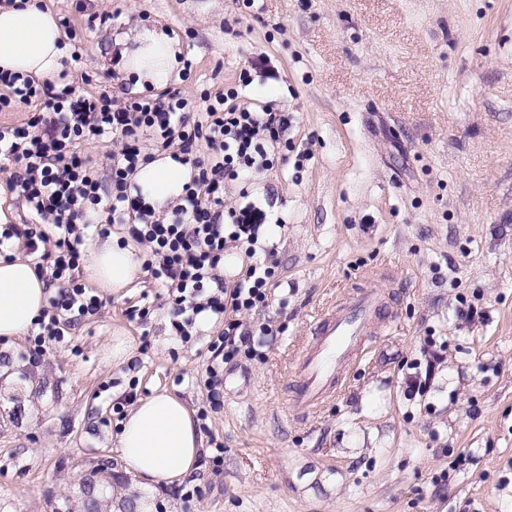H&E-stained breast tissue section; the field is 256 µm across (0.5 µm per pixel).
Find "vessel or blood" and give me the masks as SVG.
<instances>
[{
	"instance_id": "1",
	"label": "vessel or blood",
	"mask_w": 512,
	"mask_h": 512,
	"mask_svg": "<svg viewBox=\"0 0 512 512\" xmlns=\"http://www.w3.org/2000/svg\"><path fill=\"white\" fill-rule=\"evenodd\" d=\"M376 308L367 291L356 295L341 309L321 313L313 323V343L298 366L294 403L310 415L335 397L337 390L362 355L363 336Z\"/></svg>"
}]
</instances>
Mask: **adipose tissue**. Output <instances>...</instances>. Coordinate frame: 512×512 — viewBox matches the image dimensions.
Returning <instances> with one entry per match:
<instances>
[{
	"label": "adipose tissue",
	"instance_id": "1",
	"mask_svg": "<svg viewBox=\"0 0 512 512\" xmlns=\"http://www.w3.org/2000/svg\"><path fill=\"white\" fill-rule=\"evenodd\" d=\"M124 68L138 84L158 85L177 68L178 44L165 32L140 26L116 35ZM67 54L52 12L36 0H0V69L41 81L54 78ZM193 170L168 156L141 164L134 180L147 202L164 208L183 193ZM135 243H102L84 253L87 275L101 294L121 293L139 280ZM46 302V285L30 261L0 258V337L25 334ZM124 462L145 487L184 482L199 469L202 435L184 400L160 391L138 401L122 428Z\"/></svg>",
	"mask_w": 512,
	"mask_h": 512
}]
</instances>
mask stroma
<instances>
[{
    "label": "stroma",
    "instance_id": "35a3bbf8",
    "mask_svg": "<svg viewBox=\"0 0 512 512\" xmlns=\"http://www.w3.org/2000/svg\"><path fill=\"white\" fill-rule=\"evenodd\" d=\"M68 17L81 96L234 87L291 115L275 165L224 189L271 205L281 275L246 325L279 332L224 367L200 469L150 490L126 470L112 405L168 390L201 411L208 343L172 336L148 277L30 359L0 338V512H83L98 470L110 512H512V0H40ZM95 12L110 14L92 24ZM176 37L179 68L134 85L116 33ZM190 74H183V65ZM376 293L368 354L314 415L292 410L294 364L317 315ZM123 331L132 354L112 359ZM224 444L214 467L213 441Z\"/></svg>",
    "mask_w": 512,
    "mask_h": 512
}]
</instances>
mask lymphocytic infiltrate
Masks as SVG:
<instances>
[{"label": "lymphocytic infiltrate", "instance_id": "f902f5d3", "mask_svg": "<svg viewBox=\"0 0 512 512\" xmlns=\"http://www.w3.org/2000/svg\"><path fill=\"white\" fill-rule=\"evenodd\" d=\"M0 85L10 91L0 109L44 101L27 122L0 124V161L9 163L7 182L20 188L29 215L28 223L0 225V253L24 246L37 258L38 276L57 290L34 320L30 356L61 340L65 326L101 312L99 295L77 276L80 247L91 230L104 235L117 225L140 246L143 270L165 288L174 336L186 342L198 322L221 323L208 346L205 380L209 406L219 409L225 364L251 353L255 335L275 333L268 323L244 329L242 318L268 305L279 276L263 238L277 216L253 203L225 208L224 186L273 168L269 148L287 131V113L237 106L231 90L194 112L176 90L119 104L106 91L76 95L63 76L40 86L2 70ZM110 135L119 148L103 170L81 146ZM154 148L194 171L178 204L162 212L144 202L132 180ZM231 249L243 252L246 263L228 281L222 270Z\"/></svg>", "mask_w": 512, "mask_h": 512}]
</instances>
